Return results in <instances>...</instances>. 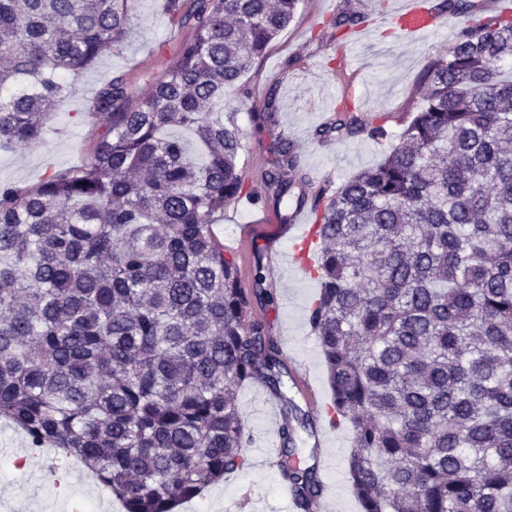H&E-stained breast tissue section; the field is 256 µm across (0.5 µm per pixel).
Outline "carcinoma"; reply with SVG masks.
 I'll return each instance as SVG.
<instances>
[{
    "instance_id": "1",
    "label": "carcinoma",
    "mask_w": 512,
    "mask_h": 512,
    "mask_svg": "<svg viewBox=\"0 0 512 512\" xmlns=\"http://www.w3.org/2000/svg\"><path fill=\"white\" fill-rule=\"evenodd\" d=\"M129 0H0V144H33L81 74L120 42ZM303 0H163L193 31L142 97L99 87L89 160L19 191L0 185V416L75 458L124 512H175L232 473L251 441L236 391L279 400L280 476L300 512L322 494L298 461L307 415L278 342L248 310L275 302L265 267L239 286L212 215L246 191L224 95ZM460 19L426 94L377 166L309 194L281 134L261 203L319 224L308 325L349 426L360 512H512V14L438 0ZM361 12L326 26L352 30ZM190 131L197 159L169 127ZM382 139L336 112L316 136ZM299 192H293V189Z\"/></svg>"
}]
</instances>
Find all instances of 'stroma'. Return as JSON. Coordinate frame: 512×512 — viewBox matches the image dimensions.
<instances>
[{
  "label": "stroma",
  "mask_w": 512,
  "mask_h": 512,
  "mask_svg": "<svg viewBox=\"0 0 512 512\" xmlns=\"http://www.w3.org/2000/svg\"><path fill=\"white\" fill-rule=\"evenodd\" d=\"M373 3L374 0H304L294 20L245 76L251 90L250 104H243L234 91L225 96V114L234 115L243 131L246 149L240 165L248 184L260 185L272 159L268 147L275 130L294 142L303 172L316 184H339L382 161L389 137L401 131L422 92L419 79L423 69L431 60L447 54L460 27L454 17L446 15L436 30L408 39L394 24L379 23L349 55L336 57V33L326 28V21L344 8L371 12ZM129 9L131 27L124 40L82 74L72 96L54 109L41 142L0 148V185L27 189L49 175L86 163L102 126L91 108L95 90L111 77L123 74L135 83L139 95H148L151 86L147 75L160 73L172 63L180 45L191 35L189 28L171 22L162 9V0H129ZM269 92L275 93L279 107L273 129L252 115ZM345 106L366 123L385 125L388 138L315 139V129ZM264 211V206L246 209L238 200H231L223 212L215 214L212 231L223 242L225 252L238 254L240 243L249 241L254 254L261 256L267 285L276 300L274 305L260 309L258 316L267 322L284 349L289 398L310 416L308 428L298 433L300 457L308 465L312 453H331L333 463L321 473L324 498L331 512H359L345 480L350 432L342 424L326 430L297 387L299 375H308L319 402L324 404L330 399L321 353L307 322L319 285L292 271L286 261L266 249V239H274L285 248L290 241L285 209L275 210L269 222L264 219ZM267 397L266 389L256 383L243 386L238 392L242 419L253 434V442L245 450L251 463L248 472L225 476L223 482L207 488L200 498L183 503L178 512H237L241 503L246 512H289L291 498L278 472L258 464L264 435L271 428L259 409ZM28 448L29 440L22 430L12 424L0 426V512H123L120 503L102 485H85L76 480L67 495L61 496L40 483V461H33L22 472L6 465L7 454L21 455Z\"/></svg>",
  "instance_id": "obj_1"
}]
</instances>
